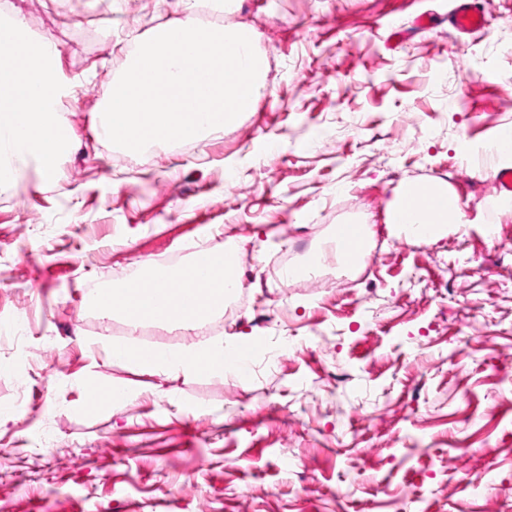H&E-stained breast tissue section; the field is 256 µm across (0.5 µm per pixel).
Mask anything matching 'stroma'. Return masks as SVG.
Returning a JSON list of instances; mask_svg holds the SVG:
<instances>
[{
    "label": "stroma",
    "mask_w": 512,
    "mask_h": 512,
    "mask_svg": "<svg viewBox=\"0 0 512 512\" xmlns=\"http://www.w3.org/2000/svg\"><path fill=\"white\" fill-rule=\"evenodd\" d=\"M480 5L496 27L461 34L453 0H0L59 46L74 134L56 175L27 162L0 194V325L28 323L0 342V512H512V196L486 151L512 127V0ZM187 14L254 29L265 94L191 146L98 138L135 43ZM408 182L447 185L459 223L430 242L387 226ZM346 222L372 227L364 265L286 278ZM225 246L223 316L136 344L288 350L246 379L106 360L132 335L92 295ZM89 379L135 394L90 411Z\"/></svg>",
    "instance_id": "obj_1"
}]
</instances>
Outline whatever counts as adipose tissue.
Masks as SVG:
<instances>
[{
    "label": "adipose tissue",
    "instance_id": "obj_1",
    "mask_svg": "<svg viewBox=\"0 0 512 512\" xmlns=\"http://www.w3.org/2000/svg\"><path fill=\"white\" fill-rule=\"evenodd\" d=\"M59 53L50 41H31L19 19L0 20V156L7 154L11 164H0V191L17 187L22 167L35 160L46 175L59 169L63 153L71 143V133L61 112L63 99L71 91L61 78ZM410 185H402L395 203L407 204L413 223L441 227L456 223L461 203L447 187H432L426 199L410 195ZM224 248L195 252L191 265L197 278L153 297L147 281H164L170 274L149 269L147 281L133 280L96 294L94 307L107 315H118L130 327L143 325L196 328L224 312V299L237 282L233 271L225 270ZM107 359L128 364L151 375L221 376L228 356L251 354L256 340H215L177 351H137L129 342L105 340Z\"/></svg>",
    "mask_w": 512,
    "mask_h": 512
}]
</instances>
